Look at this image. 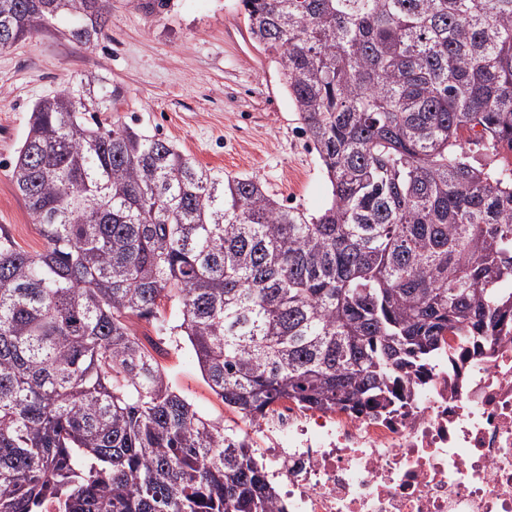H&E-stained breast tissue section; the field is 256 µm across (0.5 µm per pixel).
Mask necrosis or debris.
Wrapping results in <instances>:
<instances>
[{
	"label": "necrosis or debris",
	"mask_w": 512,
	"mask_h": 512,
	"mask_svg": "<svg viewBox=\"0 0 512 512\" xmlns=\"http://www.w3.org/2000/svg\"><path fill=\"white\" fill-rule=\"evenodd\" d=\"M244 435L288 512H512V323L480 350L442 337L384 406L280 400Z\"/></svg>",
	"instance_id": "necrosis-or-debris-1"
}]
</instances>
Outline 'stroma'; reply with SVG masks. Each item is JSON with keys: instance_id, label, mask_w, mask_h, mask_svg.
Wrapping results in <instances>:
<instances>
[{"instance_id": "obj_1", "label": "stroma", "mask_w": 512, "mask_h": 512, "mask_svg": "<svg viewBox=\"0 0 512 512\" xmlns=\"http://www.w3.org/2000/svg\"><path fill=\"white\" fill-rule=\"evenodd\" d=\"M74 23L0 50V226L24 250L44 241L11 179L33 106L88 78L120 93L112 121L175 143L196 162L254 176L289 206L318 213L330 199L319 158L280 79L278 67L246 32L240 0H171L160 13L141 0H111L104 36L83 44ZM158 343V362L198 412L225 425L245 423L204 380L186 340L139 322Z\"/></svg>"}]
</instances>
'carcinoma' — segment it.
<instances>
[{
    "label": "carcinoma",
    "instance_id": "obj_1",
    "mask_svg": "<svg viewBox=\"0 0 512 512\" xmlns=\"http://www.w3.org/2000/svg\"><path fill=\"white\" fill-rule=\"evenodd\" d=\"M241 2L330 202L308 214L109 121L110 88L38 101L12 180L45 249L0 227V512H286L135 319L185 337L250 420L377 403L443 333L479 348L512 317V0ZM90 5L0 0V50L63 16L102 35Z\"/></svg>",
    "mask_w": 512,
    "mask_h": 512
}]
</instances>
